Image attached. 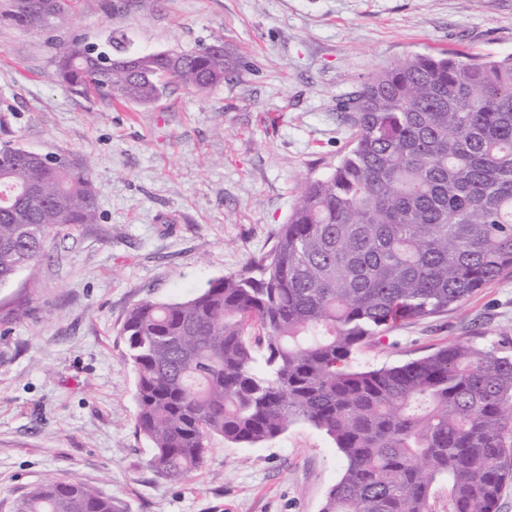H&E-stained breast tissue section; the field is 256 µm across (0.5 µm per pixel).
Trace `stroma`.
I'll list each match as a JSON object with an SVG mask.
<instances>
[{"instance_id":"obj_1","label":"stroma","mask_w":512,"mask_h":512,"mask_svg":"<svg viewBox=\"0 0 512 512\" xmlns=\"http://www.w3.org/2000/svg\"><path fill=\"white\" fill-rule=\"evenodd\" d=\"M115 34L148 52L219 41L238 71L150 105L59 81L58 46ZM441 52L512 55V0H74L53 34L0 25V142L89 160L100 213L50 233L45 257L0 287V512L51 477L84 482L116 512H320L345 462L304 421L252 447L213 437L187 479L155 476L120 329L137 302L189 299L270 249L301 183L345 151L341 102L394 62ZM511 332L507 274L356 362Z\"/></svg>"}]
</instances>
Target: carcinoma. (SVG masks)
<instances>
[{
    "label": "carcinoma",
    "instance_id": "cac0c4a2",
    "mask_svg": "<svg viewBox=\"0 0 512 512\" xmlns=\"http://www.w3.org/2000/svg\"><path fill=\"white\" fill-rule=\"evenodd\" d=\"M70 0H0V24L51 32ZM105 62L76 38L59 78L148 105L172 84L232 79L212 44L175 58L112 37ZM349 147L307 180L271 248L193 298L142 300L121 334L135 372L136 431L149 467L181 481L215 435L258 445L295 420L323 431L345 468L322 512H497L512 480V354L455 340L400 365L363 368L359 348L442 315L512 273V56L415 54L375 73L343 104ZM89 168L0 145V286L45 254L51 229L96 224ZM12 512H115L76 479H50Z\"/></svg>",
    "mask_w": 512,
    "mask_h": 512
}]
</instances>
